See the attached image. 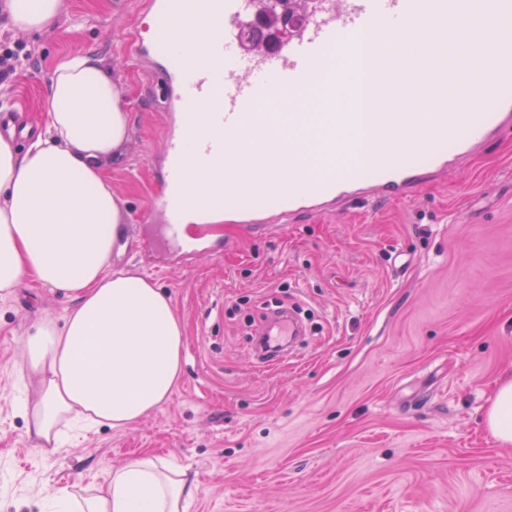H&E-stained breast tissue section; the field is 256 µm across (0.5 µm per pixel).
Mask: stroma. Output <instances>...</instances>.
Masks as SVG:
<instances>
[{
    "label": "stroma",
    "mask_w": 512,
    "mask_h": 512,
    "mask_svg": "<svg viewBox=\"0 0 512 512\" xmlns=\"http://www.w3.org/2000/svg\"><path fill=\"white\" fill-rule=\"evenodd\" d=\"M137 2L62 0L52 27L20 35L31 57L0 84V112L43 126L58 54L112 67L131 116L108 168L124 218L114 262L170 296L181 377L137 423L43 452L15 409L22 347L73 302L23 278L0 299V512H42L47 490L102 485L144 453L186 469L188 512H512V445L486 426L512 372V129L410 201L265 231L220 224L207 249L169 250L142 220L165 126L125 41L145 19ZM274 301L300 307L306 334L266 366L250 335Z\"/></svg>",
    "instance_id": "1"
}]
</instances>
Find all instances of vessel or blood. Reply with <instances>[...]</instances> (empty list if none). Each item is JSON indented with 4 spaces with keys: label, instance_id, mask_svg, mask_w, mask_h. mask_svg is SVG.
<instances>
[{
    "label": "vessel or blood",
    "instance_id": "b4317fda",
    "mask_svg": "<svg viewBox=\"0 0 512 512\" xmlns=\"http://www.w3.org/2000/svg\"><path fill=\"white\" fill-rule=\"evenodd\" d=\"M471 6L472 0H304L305 24L270 49L246 46L240 38L264 0H145L154 32L147 40L130 33L129 42L135 58L150 64L162 82L168 129L160 155L151 160L158 189L149 212L170 244L181 246V225L208 224L219 214L228 224H284L300 212L331 214L337 202L408 201L425 174L447 171L512 128V0H486L472 44L495 50L459 72L474 108L419 105L395 114L410 139L384 142L363 167L348 163L308 174L298 147L288 161L265 156L232 181L224 179L228 133L277 132L283 93H305L319 71L335 75L337 83L324 89V110L316 118L347 134L340 142L323 140L320 148L326 154L355 151L353 134L363 115L337 108L336 94L358 93L359 40L405 47L393 64L396 74L443 86L448 51L459 42L455 24ZM190 23L205 30L202 43L187 40ZM200 107L207 110L203 122ZM302 334L295 313L278 308L256 346L272 365Z\"/></svg>",
    "mask_w": 512,
    "mask_h": 512
}]
</instances>
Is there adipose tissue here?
Listing matches in <instances>:
<instances>
[{
    "label": "adipose tissue",
    "instance_id": "1",
    "mask_svg": "<svg viewBox=\"0 0 512 512\" xmlns=\"http://www.w3.org/2000/svg\"><path fill=\"white\" fill-rule=\"evenodd\" d=\"M61 0H5L11 27L38 33ZM44 133L24 150L0 137V295L22 278L65 292L62 319L42 320L24 344L22 372L33 390L17 408L39 448L55 451L76 428L123 429L166 402L182 371L183 326L168 294L139 272L116 269L122 234L119 197L107 164L131 132L116 75L90 52L60 57L47 89ZM228 159L287 157L294 137H232ZM486 424L512 444V374ZM173 462L145 454L109 472L99 487L61 489L46 512H185L193 490Z\"/></svg>",
    "mask_w": 512,
    "mask_h": 512
}]
</instances>
